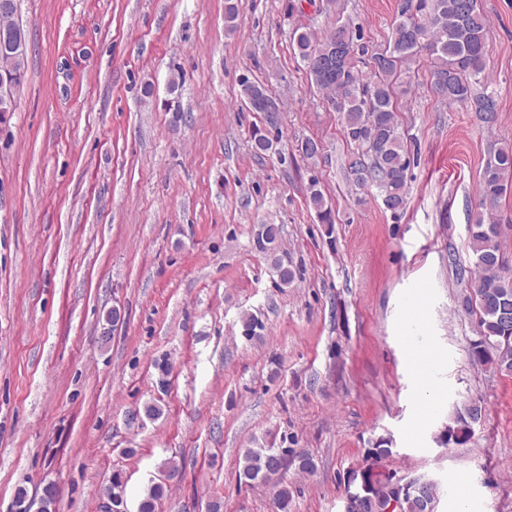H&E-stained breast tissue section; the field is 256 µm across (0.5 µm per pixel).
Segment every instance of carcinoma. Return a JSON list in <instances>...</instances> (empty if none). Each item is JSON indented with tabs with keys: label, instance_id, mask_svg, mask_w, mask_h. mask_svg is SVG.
Instances as JSON below:
<instances>
[{
	"label": "carcinoma",
	"instance_id": "carcinoma-1",
	"mask_svg": "<svg viewBox=\"0 0 512 512\" xmlns=\"http://www.w3.org/2000/svg\"><path fill=\"white\" fill-rule=\"evenodd\" d=\"M238 0H224V27L236 29ZM489 17L479 0H399L388 46L370 56L371 76H363L357 60V45L350 26L336 25L314 42L305 31H294L293 50L304 63L312 83L326 95L339 112L344 138L357 152L348 163L353 183L378 190L384 207L394 213L407 205V172L410 156L405 133L396 112V81L402 68L427 52L431 65L432 92L450 103H462L478 113L486 124L497 119V104L492 92H476L475 86L488 83L485 69L486 35ZM25 49L14 53L0 50V73H12L16 82L24 77ZM242 96L255 112V101L268 100L280 111L276 96L265 87L242 82ZM512 192V145L504 144L485 162L478 192L477 212L470 225L468 250L478 275L465 283L463 303L476 319V336L469 340L471 359L505 376H512V256L500 245V229L493 212L502 198ZM309 203L320 223H335L318 181L309 184ZM280 228L260 224L253 237L255 249L270 264L280 285L288 286L295 272L288 256L281 253ZM483 418L481 402L473 401L456 412L452 423L441 435L444 444L462 446L474 434V426ZM391 441L379 438L365 449L364 460L387 459L392 455ZM302 473L316 469L314 458L293 448H248L237 461L239 477L248 481L268 482L289 467ZM164 485L152 484L139 505V512H156L164 497ZM103 495L124 501L125 485L121 474L112 475ZM397 502L396 512H424L421 501L388 484L366 482L360 512H386L390 502ZM292 490L276 484V512H289Z\"/></svg>",
	"mask_w": 512,
	"mask_h": 512
}]
</instances>
